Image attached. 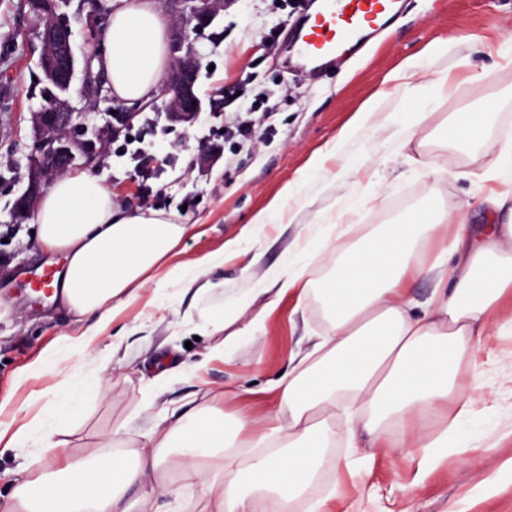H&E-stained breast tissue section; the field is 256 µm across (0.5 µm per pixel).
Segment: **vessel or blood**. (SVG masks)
I'll return each instance as SVG.
<instances>
[{"label": "vessel or blood", "instance_id": "1", "mask_svg": "<svg viewBox=\"0 0 512 512\" xmlns=\"http://www.w3.org/2000/svg\"><path fill=\"white\" fill-rule=\"evenodd\" d=\"M398 14V0H325L319 18L299 35L296 54L312 66L327 54L352 57L370 37L390 27Z\"/></svg>", "mask_w": 512, "mask_h": 512}]
</instances>
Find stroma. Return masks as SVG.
<instances>
[{"label":"stroma","instance_id":"stroma-1","mask_svg":"<svg viewBox=\"0 0 512 512\" xmlns=\"http://www.w3.org/2000/svg\"><path fill=\"white\" fill-rule=\"evenodd\" d=\"M168 17V46L189 40L201 58L197 92L204 110L193 127L171 122L145 103L118 99L101 70L78 71L68 101L92 122L107 113L135 109L125 136L109 143L96 171L124 208L152 209L181 224L197 225L184 239L172 263L195 270L199 259L223 253L252 216L267 207L286 183L298 187L286 217L256 229L240 251L223 254V266L198 271L213 282L203 296L184 292L172 278L163 302L146 291L132 302L88 349L68 346V338L90 327L49 293L34 292L44 271H62L61 255L38 242L33 218L16 219L13 203L26 187L27 168L37 150L33 115L45 105L40 40L25 0H0V399H8L4 420L45 417L67 395L77 373L105 368L106 386L89 384L80 394V410L43 452L46 431L38 426L16 448L0 447V500L20 478H35L50 460L81 459L101 448L112 427L128 424L123 450L138 447L142 434L165 409L192 411L212 390H225L218 407L225 421L239 410L264 417L273 405V385L288 370L292 351L309 346L328 331L315 300L285 296L271 310L256 295L265 272L299 251L308 279L319 281L330 256L359 244L382 225L437 200L485 221L482 200L493 188L488 172L500 169L502 142L512 134V65L502 52L512 38V0H400L401 12L373 48L357 58L315 73L295 68L290 34L305 16V0H231L211 24L183 27L180 0H157ZM87 0H62L59 17L73 33L77 59L103 46L107 20L90 26ZM449 40L447 52L430 46ZM409 60L421 62L434 78L452 83L448 95L426 102L424 92L404 95L389 75ZM483 73L480 81L472 72ZM104 88L96 105L81 90L87 78ZM387 93L386 111L342 148L334 143L353 125L357 113L378 90ZM495 100L491 133L479 162L467 152H448L420 137H399L401 121L425 109L421 124L432 132L451 113L482 108ZM252 104L256 138L239 145L225 138V126ZM145 148L157 160L141 170L128 145ZM327 152L324 169L312 175L311 156ZM355 205L340 224H330L342 202ZM254 302L225 334L258 322L253 335L239 337L223 358H209L214 336L196 337L179 323L190 309L195 319L227 315L245 297ZM460 397L470 413L449 434L446 452L420 466L394 431L385 448L347 442V420L329 417L336 430L332 464L324 481L299 500L293 512H305L308 499L323 502L322 512H512V335L480 337L473 360L459 369ZM134 512H214L196 489L179 497L138 501Z\"/></svg>","mask_w":512,"mask_h":512}]
</instances>
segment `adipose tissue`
Segmentation results:
<instances>
[{"instance_id":"ef3b65f1","label":"adipose tissue","mask_w":512,"mask_h":512,"mask_svg":"<svg viewBox=\"0 0 512 512\" xmlns=\"http://www.w3.org/2000/svg\"><path fill=\"white\" fill-rule=\"evenodd\" d=\"M167 28L157 0H118L100 66L127 104L144 100L161 79ZM489 125V112H455L433 137L476 161ZM505 201L502 193L484 198L487 224L479 233L439 203L414 212L334 259L333 273L315 284L298 264L269 271L265 282L276 297L315 298L330 322L310 351L291 353L269 417L238 413L229 434L212 407L192 416L171 411L139 448L96 453L80 466L21 484L0 512H131L125 495L134 486L146 499L195 488L216 512H250L249 491L262 490L267 512H290L319 474L323 449L335 441L323 415L343 406L350 409L349 442L364 437L381 444L394 425L406 423L421 463L431 462L469 413L468 402L453 398L461 362L479 336L512 331V318L499 315L502 298L512 293V215L502 216ZM35 222L42 248L65 257L53 282L62 303L94 320L92 334L78 338L86 348L116 310L176 275L169 261L193 230L157 211L116 206L103 180L85 173L56 178ZM445 225L451 237L427 266L419 254ZM435 267L440 275L432 294L422 313H413L405 283ZM439 413L445 430L428 431L427 420ZM172 450L182 459L178 487L156 479Z\"/></svg>"}]
</instances>
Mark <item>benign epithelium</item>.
<instances>
[{
	"label": "benign epithelium",
	"instance_id": "7a95c632",
	"mask_svg": "<svg viewBox=\"0 0 512 512\" xmlns=\"http://www.w3.org/2000/svg\"><path fill=\"white\" fill-rule=\"evenodd\" d=\"M180 2L181 23L197 27L210 23L224 4V0ZM41 38L50 57L59 63L55 78L72 83L76 59L68 26L58 21L53 28L41 30ZM178 50L183 55L174 59L161 94L166 97L168 120L191 127L203 111V103L196 90L199 72L197 51L186 41L180 44ZM137 116L136 112H114L104 124L90 127L87 113L75 111L65 101L52 111L36 113L34 121L39 137V153L28 167L27 186L14 202V215L24 218L33 212L52 180L68 172L77 165V161H82L85 166L92 165L107 144L132 125Z\"/></svg>",
	"mask_w": 512,
	"mask_h": 512
}]
</instances>
